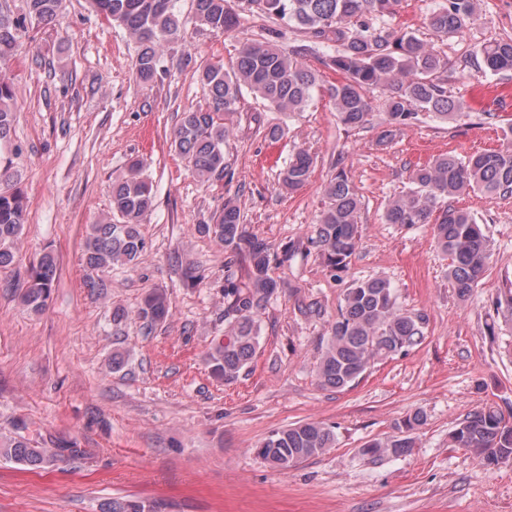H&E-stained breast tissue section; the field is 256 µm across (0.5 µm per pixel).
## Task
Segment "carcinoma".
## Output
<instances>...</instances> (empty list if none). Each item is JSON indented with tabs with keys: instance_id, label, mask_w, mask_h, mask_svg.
Wrapping results in <instances>:
<instances>
[{
	"instance_id": "obj_1",
	"label": "carcinoma",
	"mask_w": 512,
	"mask_h": 512,
	"mask_svg": "<svg viewBox=\"0 0 512 512\" xmlns=\"http://www.w3.org/2000/svg\"><path fill=\"white\" fill-rule=\"evenodd\" d=\"M92 8L110 23L124 28L136 44L134 71L143 84L166 71L164 48L180 37L179 0H89ZM193 20L199 28L232 32L242 15L269 21L263 34L244 42L230 67L221 60L200 66L199 80L205 104L181 114L170 148L184 161L197 181L213 184L231 175L225 147L231 135L227 116L237 111L244 94L264 100L274 112H302L319 85L320 72L302 62L314 56L342 76L330 88L339 121L361 129L374 119L371 90L386 91L384 117L379 123L378 144L391 142L396 133L428 116L443 121L468 115L467 104L448 89L451 63L436 43L406 29L390 30L374 21L395 11L400 0H191ZM482 0H441L428 17L429 30L445 40L464 28L480 11ZM61 0H24L23 12L12 18L0 15V159L9 148L15 112L11 108L14 86L4 73L19 33L29 22L48 25ZM297 37L284 51V31ZM483 71L492 75L512 72V36L483 44ZM316 163L307 148L298 147L281 172L282 185L302 188ZM409 189L394 197L384 211V221L405 229L431 226L437 251L448 257V281L456 295L468 298L484 279L492 251L488 238L466 208L448 203L470 193L489 200L512 195V150H492L459 156L440 154L409 175ZM324 207L316 224L312 246L325 259L331 276L347 274L361 240L362 200L345 171L340 170L324 187ZM153 206V185L134 160L127 172L112 180L110 211L90 225L83 243L85 286L101 288L95 274L116 266L133 268L146 248L139 226ZM27 223V204L18 188L0 189V271L14 270L19 261L17 245ZM200 233L224 246L231 260L245 264V278L224 283V339L208 356L212 375L236 380L256 355L258 317L277 292L273 269L288 261V250L276 252L264 239L247 229L233 199L214 214L211 223L198 225ZM59 261L45 251L18 280L10 281L19 303L33 313L47 305L57 278ZM169 314L165 290L147 293L134 317L151 330ZM426 319L397 305L390 280L370 277L346 288L336 320L316 367L318 385L342 389L361 378L380 360L407 352L421 344ZM426 416L416 412L403 421L407 435L377 439L366 453L401 455L415 446L410 432L424 425ZM19 421L12 431L0 432V457L39 469L66 457L82 455L74 446L46 442L37 445L24 434ZM453 447L463 448L484 465L494 468L512 462V409L494 404L467 413L449 433ZM336 446L335 427L304 422L272 431L260 444L258 455L272 468L286 472L296 464L317 457ZM104 512H157L153 503L136 498H114Z\"/></svg>"
}]
</instances>
